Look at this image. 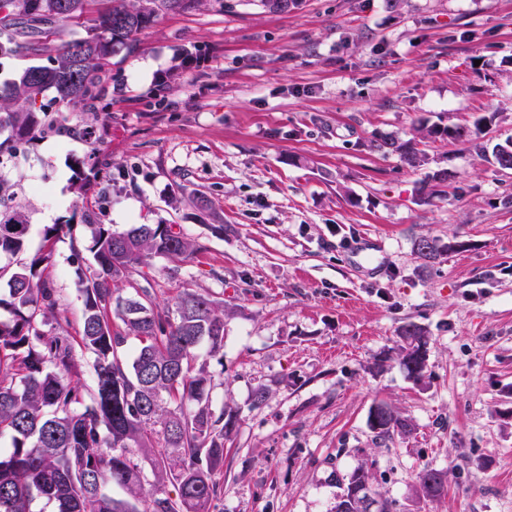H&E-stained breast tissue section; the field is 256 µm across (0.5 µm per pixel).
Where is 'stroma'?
<instances>
[{
    "label": "stroma",
    "mask_w": 512,
    "mask_h": 512,
    "mask_svg": "<svg viewBox=\"0 0 512 512\" xmlns=\"http://www.w3.org/2000/svg\"><path fill=\"white\" fill-rule=\"evenodd\" d=\"M226 2L168 14L112 57L121 83L103 82L95 143L43 137L15 161L27 252L51 254L67 335L83 323L77 274L95 269L74 256L87 210L116 229L180 225L196 254L130 279L163 307L186 287L224 303L207 370L237 422L211 512H334L337 477L360 465L394 512H512V170L438 138L415 167L372 148L483 115L481 143L512 142V0ZM93 147L82 201L71 163ZM439 170L457 175L447 197L417 202ZM50 224L75 231L49 245ZM420 236L462 247L427 264ZM366 237L382 255L362 267ZM410 322L429 332L419 383L398 357ZM381 402L410 435L369 429ZM427 466L447 476L434 501L412 492Z\"/></svg>",
    "instance_id": "stroma-1"
}]
</instances>
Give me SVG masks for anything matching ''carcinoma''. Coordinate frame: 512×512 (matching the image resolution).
<instances>
[{
	"label": "carcinoma",
	"mask_w": 512,
	"mask_h": 512,
	"mask_svg": "<svg viewBox=\"0 0 512 512\" xmlns=\"http://www.w3.org/2000/svg\"><path fill=\"white\" fill-rule=\"evenodd\" d=\"M93 0H0V10L14 4L10 17L0 18V58L24 51L43 50L41 39L53 28L89 13ZM206 0H112V7L92 19L88 35L48 56V64L29 66L0 86V157L13 153L17 143L33 142L45 134L92 138L93 124L79 130L61 125L33 106L39 92L54 89L65 107H81L98 119L102 100L98 86L110 59L136 45V35L169 13L190 11ZM491 122L483 116L474 129L423 127V137H441L475 144L474 133ZM392 151L413 167L421 163L415 140L393 138L376 145ZM493 163L512 170V142L497 144ZM73 186L88 199L94 166L74 161ZM456 178L441 170L415 188L420 203L448 194ZM15 181L0 174V512H33L42 500L53 512H210L220 493L218 475L224 465V437L236 425L231 412L216 410L211 401L212 378L199 351L214 357L224 350V308L208 294L183 289L175 309H162L152 289L130 285L128 297H112L110 283L127 278L131 270L153 256L184 262L196 252L191 239L172 224H133L123 230L87 216L86 250L93 254L96 272L76 273L83 300L80 347L95 356V385L85 401L78 376L80 365L70 337L47 333L44 326L60 327L63 315L56 288L46 273L51 254L22 258L29 231L21 206L14 201ZM72 224L43 229L48 244ZM455 245L420 237L414 241L418 257L428 263ZM133 337L138 345L130 360L120 350ZM402 364L415 380L425 370L428 331L407 323L398 330ZM377 421H368L379 437L406 435L410 420L388 405H376ZM158 482L176 486V496L145 492V470ZM417 474L418 497L439 498L427 492L432 474ZM371 484V475L358 466L342 479L334 512H361L353 497L358 483ZM125 496L116 497L113 488Z\"/></svg>",
	"instance_id": "carcinoma-1"
}]
</instances>
